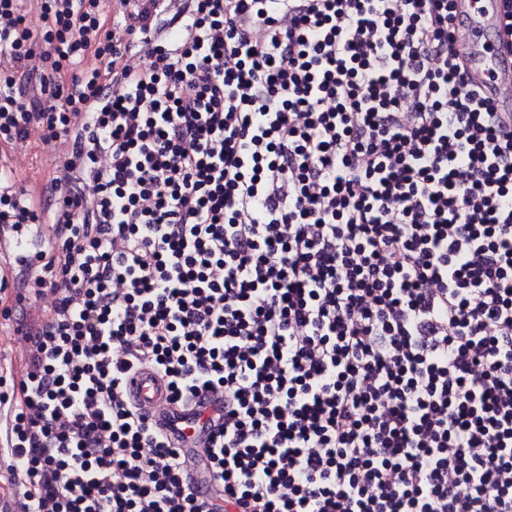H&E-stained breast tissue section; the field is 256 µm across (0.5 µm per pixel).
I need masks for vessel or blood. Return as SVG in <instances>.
Masks as SVG:
<instances>
[{
	"mask_svg": "<svg viewBox=\"0 0 512 512\" xmlns=\"http://www.w3.org/2000/svg\"><path fill=\"white\" fill-rule=\"evenodd\" d=\"M462 11L468 15L466 42L471 53L470 67L475 80L483 85L499 111L512 110V51L504 43L500 29L501 0H462ZM32 227L28 224L0 226V257L5 270L15 271L23 265H38L43 241H28ZM131 395L151 413L157 427L183 430L186 437L183 455L191 464L192 476H199V451L203 434L187 429L184 412L176 410L166 401L164 382L150 369H142L131 386Z\"/></svg>",
	"mask_w": 512,
	"mask_h": 512,
	"instance_id": "1",
	"label": "vessel or blood"
}]
</instances>
